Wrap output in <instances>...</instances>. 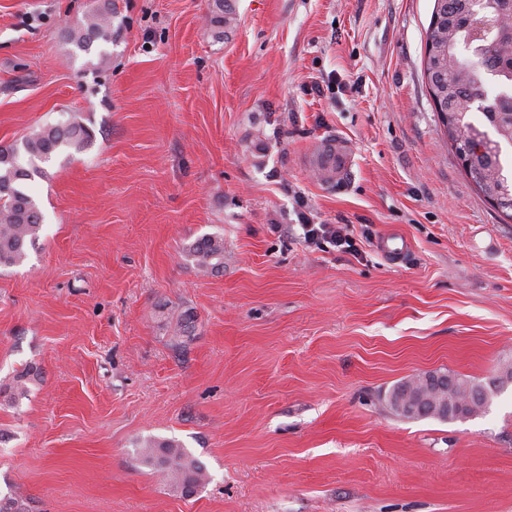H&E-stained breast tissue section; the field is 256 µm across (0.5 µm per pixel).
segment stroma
Masks as SVG:
<instances>
[{
	"instance_id": "stroma-1",
	"label": "stroma",
	"mask_w": 512,
	"mask_h": 512,
	"mask_svg": "<svg viewBox=\"0 0 512 512\" xmlns=\"http://www.w3.org/2000/svg\"><path fill=\"white\" fill-rule=\"evenodd\" d=\"M103 0H0V145L75 115L45 162L40 240L0 269V497L31 512H512V383L473 417L385 395L512 361V221L467 178L423 78L434 0H111V42L62 20ZM351 154L318 181L306 154ZM352 253L300 238L299 210ZM224 237L204 274L185 244ZM408 243L395 258L379 241ZM190 311L174 339L168 309ZM202 461L189 496L144 440ZM316 159L324 169L336 170V179L344 176L350 163L348 151L334 139L321 142Z\"/></svg>"
}]
</instances>
